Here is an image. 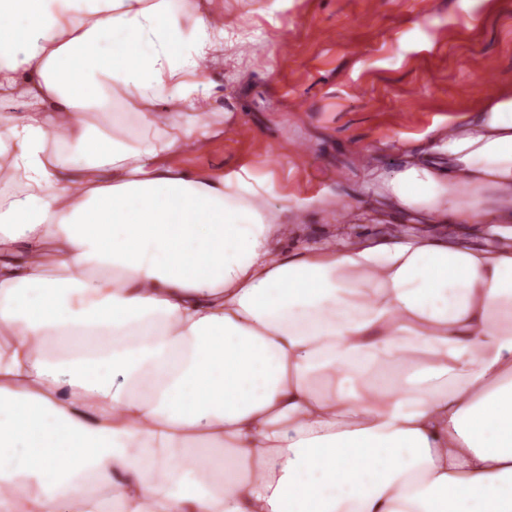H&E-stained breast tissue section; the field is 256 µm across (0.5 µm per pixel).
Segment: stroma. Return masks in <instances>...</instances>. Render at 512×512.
Wrapping results in <instances>:
<instances>
[{
    "label": "stroma",
    "mask_w": 512,
    "mask_h": 512,
    "mask_svg": "<svg viewBox=\"0 0 512 512\" xmlns=\"http://www.w3.org/2000/svg\"><path fill=\"white\" fill-rule=\"evenodd\" d=\"M234 35L211 72L208 134L170 166L247 167L293 246L436 233L480 248L481 224H439L370 192L449 127L512 94V0H212ZM325 208H317V199Z\"/></svg>",
    "instance_id": "1"
}]
</instances>
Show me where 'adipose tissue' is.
Here are the masks:
<instances>
[{"label": "adipose tissue", "mask_w": 512, "mask_h": 512, "mask_svg": "<svg viewBox=\"0 0 512 512\" xmlns=\"http://www.w3.org/2000/svg\"><path fill=\"white\" fill-rule=\"evenodd\" d=\"M226 37L199 0H0V506L512 512V96L386 182L499 246L295 249L247 168L166 163Z\"/></svg>", "instance_id": "obj_1"}]
</instances>
